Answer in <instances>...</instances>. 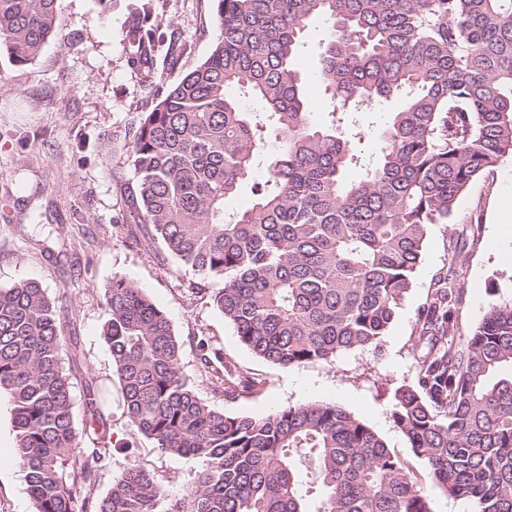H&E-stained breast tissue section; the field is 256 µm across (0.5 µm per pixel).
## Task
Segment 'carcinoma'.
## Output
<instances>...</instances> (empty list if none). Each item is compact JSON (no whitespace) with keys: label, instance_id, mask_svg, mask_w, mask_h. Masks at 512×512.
Listing matches in <instances>:
<instances>
[{"label":"carcinoma","instance_id":"carcinoma-1","mask_svg":"<svg viewBox=\"0 0 512 512\" xmlns=\"http://www.w3.org/2000/svg\"><path fill=\"white\" fill-rule=\"evenodd\" d=\"M57 0H0V49L20 65L56 37ZM218 31L204 61L146 104L129 164L126 202L142 240L218 288L216 308L255 356L283 367L331 362L380 344L421 259L430 226L512 156V0H214ZM329 25L320 78L335 111L309 112L297 66L313 18ZM134 57L164 43L154 12L136 22ZM243 87L266 109L227 95ZM404 106L383 130L378 162L358 155L344 115L380 98ZM275 143L247 209L224 202ZM361 176L346 178L350 169ZM460 251L451 248L418 319L424 350L392 413L432 481L477 512H512V298L457 336ZM103 339L124 413L161 451L196 460L172 499L138 466L90 502L112 449L87 385L76 422L67 340L35 281L0 288V392L12 403L14 456L35 512H432L418 480L346 409L309 401L263 417L207 404L180 367L167 315L141 288L113 277ZM200 377L224 400L261 385L201 336Z\"/></svg>","mask_w":512,"mask_h":512}]
</instances>
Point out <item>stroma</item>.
<instances>
[{
	"label": "stroma",
	"mask_w": 512,
	"mask_h": 512,
	"mask_svg": "<svg viewBox=\"0 0 512 512\" xmlns=\"http://www.w3.org/2000/svg\"><path fill=\"white\" fill-rule=\"evenodd\" d=\"M155 10L174 51L159 49L151 78L133 65L127 29ZM57 37L37 59L18 65L0 53V288L34 279L56 304L62 333L79 356L66 361L74 376L73 401L84 407V384L107 395L101 418L114 454L99 470L94 493L105 496L132 465L156 473L169 494L183 493L194 460L162 452L127 421L120 385L102 330L109 318L105 291L121 275L142 288L166 313L182 345L181 370L210 406L226 414L261 417L312 400L336 403L371 427L424 486L433 512H465L467 503L433 484L395 426V393L413 383L418 318L437 273L459 242L458 335H469L492 304L512 296V158L477 178L457 203L453 223L429 229L422 258L376 347L338 353L333 362L282 367L254 356L210 297L190 295L194 275L161 250L137 243V227L124 202L133 172L131 135L147 100L165 92L210 53L216 35L212 0H57ZM328 37L325 21H312L299 68L312 118L328 120L333 106L319 79ZM397 97L380 99L356 115V152L375 160L381 132ZM206 337L226 359L262 383L260 393L238 401L199 377L194 337ZM21 470H0V512H34Z\"/></svg>",
	"instance_id": "35a3bbf8"
}]
</instances>
